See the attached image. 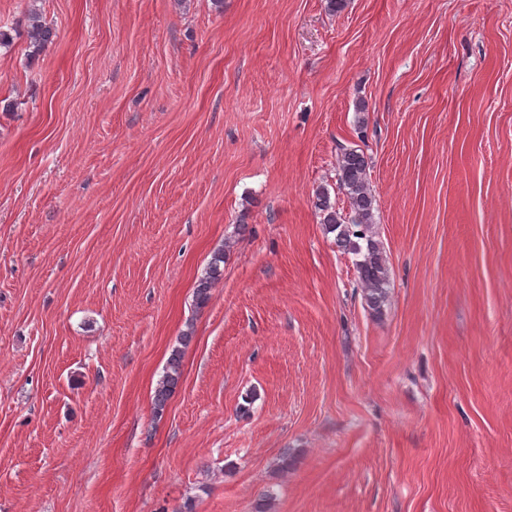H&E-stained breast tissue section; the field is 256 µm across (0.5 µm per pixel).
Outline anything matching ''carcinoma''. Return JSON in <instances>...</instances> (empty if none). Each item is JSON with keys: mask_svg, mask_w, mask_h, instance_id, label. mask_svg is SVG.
<instances>
[{"mask_svg": "<svg viewBox=\"0 0 512 512\" xmlns=\"http://www.w3.org/2000/svg\"><path fill=\"white\" fill-rule=\"evenodd\" d=\"M24 35L30 55H36L53 43L56 33L46 24L42 14L32 8L26 15ZM370 164L364 151L357 146L337 147L336 178L347 199V210L336 208L330 192L325 187L316 190L314 208L327 233L335 234L336 246L354 256L358 285L368 308L376 315L382 314L390 285L386 250L377 231L375 213L377 200L370 187ZM224 277V249L216 250L195 286V304L205 306L212 289ZM192 330L180 338L179 345L171 350L165 374L154 394V410L161 413L174 393L180 377L183 348L189 342Z\"/></svg>", "mask_w": 512, "mask_h": 512, "instance_id": "obj_1", "label": "carcinoma"}]
</instances>
